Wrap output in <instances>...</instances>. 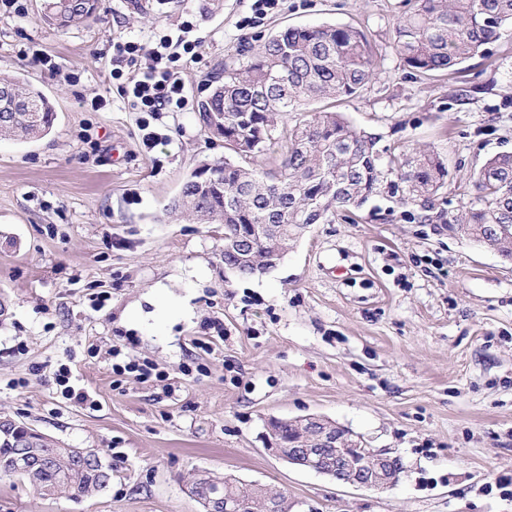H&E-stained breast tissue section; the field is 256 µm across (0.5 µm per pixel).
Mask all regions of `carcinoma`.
Masks as SVG:
<instances>
[{
    "mask_svg": "<svg viewBox=\"0 0 512 512\" xmlns=\"http://www.w3.org/2000/svg\"><path fill=\"white\" fill-rule=\"evenodd\" d=\"M393 50L419 74L460 73L488 46L512 39V0H406ZM48 18L77 26L97 9L95 0H46ZM380 74L369 35L349 26L289 27L271 35L244 62L224 64L211 92L197 103L203 122L224 137L238 160L217 159L193 170L170 206L196 224L224 225V272L258 275L272 255L287 252L313 224H334L382 198L421 224H445L448 232L491 247L512 261V153L488 158L457 200L441 207L448 166L433 150L380 145L381 137L358 129L334 102L358 94ZM38 103L0 112V136L25 141L49 132L56 118L50 101L18 78L0 75V90ZM325 101L321 110L313 103ZM278 152L265 169L256 160ZM18 440L33 460L48 465L15 467ZM29 482L42 496L93 495L107 487L112 470L24 429L0 435V477ZM224 493L251 500L254 487L224 480Z\"/></svg>",
    "mask_w": 512,
    "mask_h": 512,
    "instance_id": "1",
    "label": "carcinoma"
}]
</instances>
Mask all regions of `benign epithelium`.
Listing matches in <instances>:
<instances>
[{
	"instance_id": "1",
	"label": "benign epithelium",
	"mask_w": 512,
	"mask_h": 512,
	"mask_svg": "<svg viewBox=\"0 0 512 512\" xmlns=\"http://www.w3.org/2000/svg\"><path fill=\"white\" fill-rule=\"evenodd\" d=\"M299 433V446L284 448L271 424H266L267 450L298 468L336 478L335 468L347 465L353 472L348 484L384 490L396 485L401 460L385 449L369 448L332 421L314 415L292 420ZM204 512H247L250 503L224 495L216 486L201 499Z\"/></svg>"
}]
</instances>
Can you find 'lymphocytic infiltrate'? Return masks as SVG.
I'll use <instances>...</instances> for the list:
<instances>
[{
  "instance_id": "lymphocytic-infiltrate-1",
  "label": "lymphocytic infiltrate",
  "mask_w": 512,
  "mask_h": 512,
  "mask_svg": "<svg viewBox=\"0 0 512 512\" xmlns=\"http://www.w3.org/2000/svg\"><path fill=\"white\" fill-rule=\"evenodd\" d=\"M193 29V22L185 20L162 34L111 39L110 76L118 80L119 96L132 111L156 115L188 110L182 73L202 56V40L193 37Z\"/></svg>"
}]
</instances>
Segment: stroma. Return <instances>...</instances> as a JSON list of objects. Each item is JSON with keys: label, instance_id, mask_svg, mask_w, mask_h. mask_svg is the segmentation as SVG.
Here are the masks:
<instances>
[{"label": "stroma", "instance_id": "1", "mask_svg": "<svg viewBox=\"0 0 512 512\" xmlns=\"http://www.w3.org/2000/svg\"><path fill=\"white\" fill-rule=\"evenodd\" d=\"M29 0L0 18V72L52 103L51 132L0 139V416L111 466L91 496H40L0 477V512H203L200 471L287 492L291 512H512V263L439 224L365 206L359 223L316 224L270 272L224 277V227L166 213L185 178L224 154L197 111L151 118L117 98L107 41L192 15L200 63L193 99L236 57L287 26L364 28L381 73L338 109L383 143L436 150L448 187L512 151V40L466 72L419 76L392 48L403 0H283L240 28L249 0H99L62 27ZM36 47L77 85L20 49ZM493 83L447 108L452 91ZM110 97L98 112L84 102ZM157 375L115 381L112 352ZM89 394L77 404L56 381ZM318 414L401 458L388 491L303 471L266 448L265 423ZM31 60L37 66L46 67L51 75L62 76L63 82L68 86L75 85L80 81L81 76L78 72H76V70H69L63 73L59 69L58 64L53 61L52 57L45 53L43 50H33Z\"/></svg>", "mask_w": 512, "mask_h": 512}]
</instances>
